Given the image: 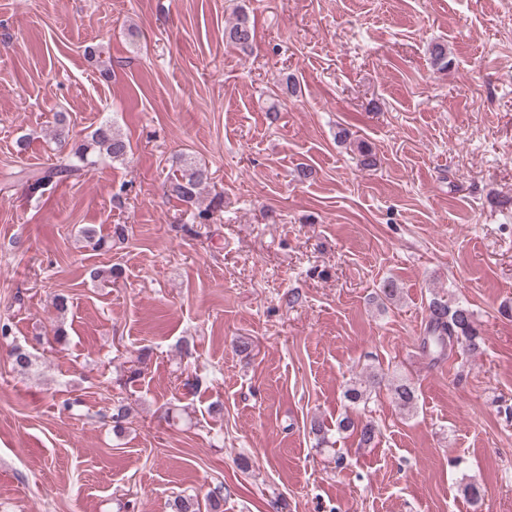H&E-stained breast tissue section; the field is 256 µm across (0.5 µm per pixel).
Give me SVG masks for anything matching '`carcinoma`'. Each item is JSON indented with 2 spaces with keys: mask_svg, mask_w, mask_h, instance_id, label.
<instances>
[{
  "mask_svg": "<svg viewBox=\"0 0 512 512\" xmlns=\"http://www.w3.org/2000/svg\"><path fill=\"white\" fill-rule=\"evenodd\" d=\"M227 43L246 50L251 47L254 39V27L248 15L240 12L235 22L225 31ZM128 153L125 139L112 128L108 122L101 123L94 131L83 139L73 143L70 151L61 156L57 163L43 175L33 179L29 188L35 192L55 181L62 182L78 177L86 168L95 165L97 158L107 156L113 160H122ZM205 172L192 165L181 169L180 176L171 184V191L186 203L194 202L200 195L205 183ZM482 337L477 328L473 311L459 302H452L444 297H435L428 306V321L425 336L422 339V350L432 355L433 361L447 356V352L459 346L469 352L481 348ZM13 365L17 372L27 373L32 366L29 352L15 345L12 348ZM381 380L372 375L354 381L345 391V398L352 404L367 402L372 390ZM396 405L402 411L412 412L417 407L418 396L412 384L404 379H396L389 383ZM340 431H354L359 438V445L368 446L375 440L378 429L370 420L354 421L351 417H343L337 425Z\"/></svg>",
  "mask_w": 512,
  "mask_h": 512,
  "instance_id": "obj_1",
  "label": "carcinoma"
}]
</instances>
